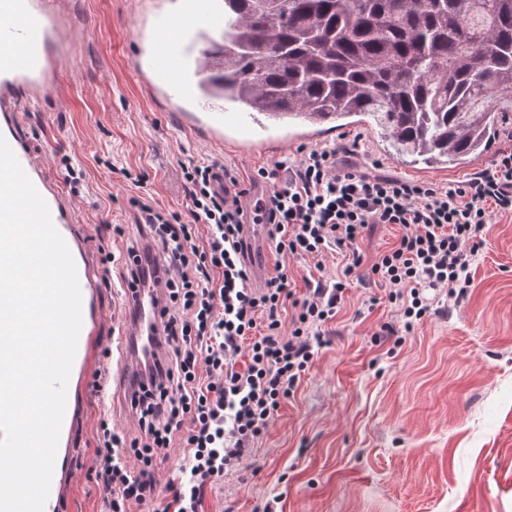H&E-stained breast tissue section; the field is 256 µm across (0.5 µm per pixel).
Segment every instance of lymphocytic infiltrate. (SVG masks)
Returning a JSON list of instances; mask_svg holds the SVG:
<instances>
[{
	"label": "lymphocytic infiltrate",
	"instance_id": "lymphocytic-infiltrate-1",
	"mask_svg": "<svg viewBox=\"0 0 512 512\" xmlns=\"http://www.w3.org/2000/svg\"><path fill=\"white\" fill-rule=\"evenodd\" d=\"M355 154L348 145L313 147L294 164L258 170L275 185L270 242L279 256L315 259L352 250L371 225H398L397 244L370 273L401 315V327L386 328L399 340L429 314L427 290L468 284L467 256L477 253L486 224L493 213L512 212V152L442 190L362 168ZM217 166L210 158L184 165L185 214L135 201L136 236L123 257H104L122 263L121 283L146 277L161 289L154 333L165 349L163 364L144 367L150 386L134 413L139 438L117 432L111 414L100 421L93 471L107 512L157 500L153 460L172 448L181 462L162 512H198L204 487L238 470L312 364L320 330L361 264L354 254L336 279L318 280L301 299L282 269L254 288L240 255L244 209L215 187Z\"/></svg>",
	"mask_w": 512,
	"mask_h": 512
}]
</instances>
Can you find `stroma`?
Listing matches in <instances>:
<instances>
[{
    "mask_svg": "<svg viewBox=\"0 0 512 512\" xmlns=\"http://www.w3.org/2000/svg\"><path fill=\"white\" fill-rule=\"evenodd\" d=\"M67 35L52 49L43 97L18 113L14 131L68 193L85 261L102 271L135 232L132 199L185 213L182 165L209 157L240 184L258 169L298 162L294 127L265 121L257 135L283 141L279 152L230 157L185 127L178 115L197 103L150 96L136 72L139 35L156 0H60ZM358 143L357 162L381 173L455 188L512 151V115L479 157L427 169L394 153L368 124L326 134ZM85 173L80 195L65 183V163ZM295 297L335 275L343 256L282 260ZM464 293L429 291L432 312L401 344L383 327L399 323L385 288L350 278L324 345L255 440L242 469L206 487L199 512H512V214H494L472 256ZM103 321L74 396L64 456L76 470L53 512H102L105 494L89 466L101 407L94 376L115 347L121 300L99 286Z\"/></svg>",
    "mask_w": 512,
    "mask_h": 512,
    "instance_id": "obj_1",
    "label": "stroma"
}]
</instances>
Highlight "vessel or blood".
<instances>
[{"label": "vessel or blood", "mask_w": 512, "mask_h": 512, "mask_svg": "<svg viewBox=\"0 0 512 512\" xmlns=\"http://www.w3.org/2000/svg\"><path fill=\"white\" fill-rule=\"evenodd\" d=\"M224 31V13L216 0H178L175 8L158 12L152 21V34L139 39L136 59L140 79L150 95L172 98L192 95L198 97L205 113L203 122L208 128V140L221 143L226 153L247 155L265 152L266 142L249 140L225 143V124L246 125L242 113L226 109L223 101L202 96L188 79L198 65L207 64L202 49ZM53 36L44 20L40 0H0V124L1 132L15 153L26 175L45 200L53 223L70 224L73 211L58 187L43 175L42 164L13 134L20 101L19 88L31 95L43 91V79L52 66L48 43ZM270 191L266 185L250 186L244 195V232L242 249L254 274L255 286H263L269 263L267 240L271 226L268 222ZM78 277L82 283V328L84 336H94L100 322L91 303L99 284L98 274L87 267ZM128 323L133 338L131 346H119L112 354L116 377L121 387L132 390L135 374L131 366L132 349L154 351L151 327L158 318L156 290L139 283L127 289Z\"/></svg>", "instance_id": "1"}]
</instances>
